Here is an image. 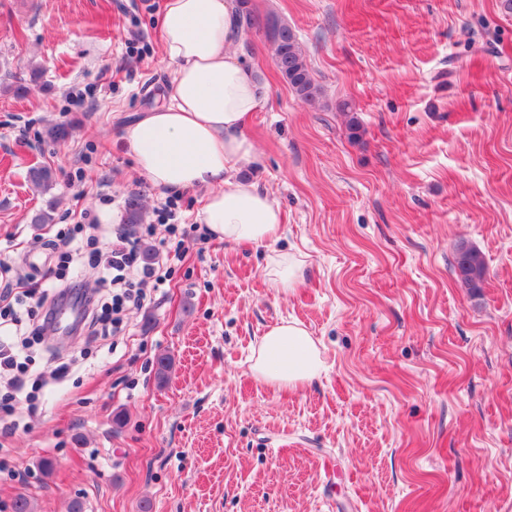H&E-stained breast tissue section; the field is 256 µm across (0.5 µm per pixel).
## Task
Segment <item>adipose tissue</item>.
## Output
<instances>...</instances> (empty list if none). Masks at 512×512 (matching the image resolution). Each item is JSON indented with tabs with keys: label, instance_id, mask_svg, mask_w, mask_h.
I'll use <instances>...</instances> for the list:
<instances>
[{
	"label": "adipose tissue",
	"instance_id": "1",
	"mask_svg": "<svg viewBox=\"0 0 512 512\" xmlns=\"http://www.w3.org/2000/svg\"><path fill=\"white\" fill-rule=\"evenodd\" d=\"M164 57L172 66L166 101L128 126L137 170L155 187L202 188V220L228 242L277 239L281 210L254 183L240 179L256 150L242 133L266 99L253 69L230 46L239 30L236 0H165L161 15ZM252 373L294 386L322 369L316 341L296 320L266 330L250 359Z\"/></svg>",
	"mask_w": 512,
	"mask_h": 512
}]
</instances>
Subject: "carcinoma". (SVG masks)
<instances>
[{"instance_id":"cac0c4a2","label":"carcinoma","mask_w":512,"mask_h":512,"mask_svg":"<svg viewBox=\"0 0 512 512\" xmlns=\"http://www.w3.org/2000/svg\"><path fill=\"white\" fill-rule=\"evenodd\" d=\"M270 43L273 63L291 89L304 102L318 103L321 88L310 74L304 50L295 31L287 25L275 26L270 33ZM54 180L55 174L47 166H36L29 170V181L44 191L52 188ZM454 268L465 287L475 291L482 287L486 265L478 249L468 244H458Z\"/></svg>"}]
</instances>
